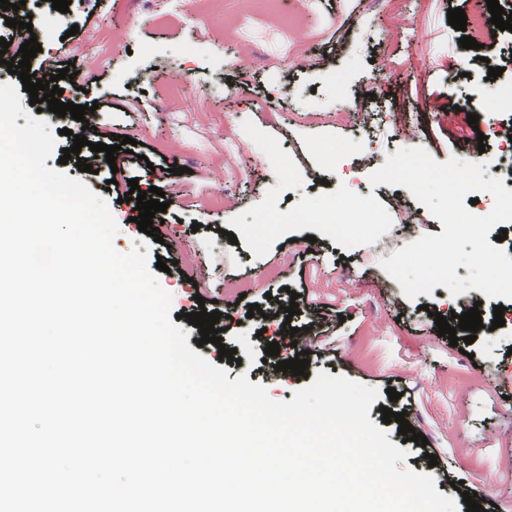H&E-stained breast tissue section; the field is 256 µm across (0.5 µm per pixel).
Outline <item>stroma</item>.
Listing matches in <instances>:
<instances>
[{
    "mask_svg": "<svg viewBox=\"0 0 512 512\" xmlns=\"http://www.w3.org/2000/svg\"><path fill=\"white\" fill-rule=\"evenodd\" d=\"M457 7L469 16L488 11L485 0H277L248 15L242 0H97L93 25L72 41L64 34L82 22L81 6L64 20L45 5L15 16L31 20L52 56L74 63L67 97L84 100L83 72L101 75L93 94L112 106L95 110L96 122L165 165L186 167L172 179L157 242L133 223L134 203H118L101 178L55 155L46 161L107 203L117 252L164 261L158 279L176 326L193 332L184 315L195 296L216 301L225 342L241 357L219 361L229 379L246 376L288 402L311 377L342 375L378 391L369 410L376 424L395 387L398 406L429 441L416 446L397 422L386 425L406 467L431 474L445 496L474 491L512 512V300L505 326L478 333L466 352L438 335L434 313L455 327L475 301L492 317L494 301L441 285L405 297L382 260L443 225L407 188L371 185L364 163L370 148L380 163L403 148L468 161L478 132L512 133L504 101L512 71L483 85V63L447 22ZM472 92L479 121L464 128L444 107L467 104ZM359 208L367 223H348ZM324 210L345 225L319 223ZM199 267L205 277L187 282ZM294 292L303 296L296 324L325 306L343 316L335 354L311 358L304 378L281 377L265 359L273 341L281 356L295 353L276 321L244 316L248 302L276 309ZM428 451L439 467L429 468Z\"/></svg>",
    "mask_w": 512,
    "mask_h": 512,
    "instance_id": "1",
    "label": "stroma"
}]
</instances>
